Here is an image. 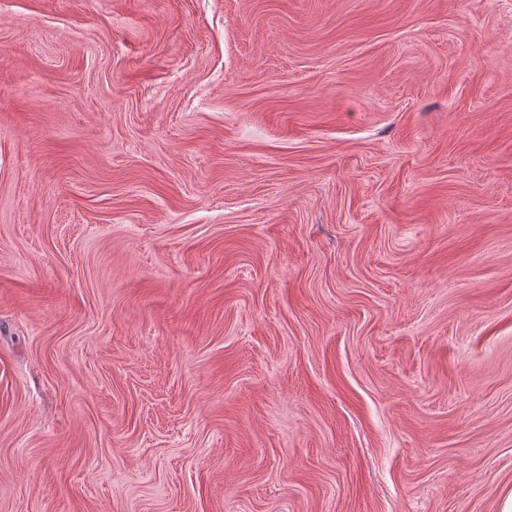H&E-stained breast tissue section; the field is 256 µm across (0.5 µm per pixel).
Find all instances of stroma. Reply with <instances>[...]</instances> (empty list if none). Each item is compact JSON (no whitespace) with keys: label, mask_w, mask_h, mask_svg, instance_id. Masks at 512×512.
<instances>
[{"label":"stroma","mask_w":512,"mask_h":512,"mask_svg":"<svg viewBox=\"0 0 512 512\" xmlns=\"http://www.w3.org/2000/svg\"><path fill=\"white\" fill-rule=\"evenodd\" d=\"M512 0H0V512H501Z\"/></svg>","instance_id":"obj_1"}]
</instances>
